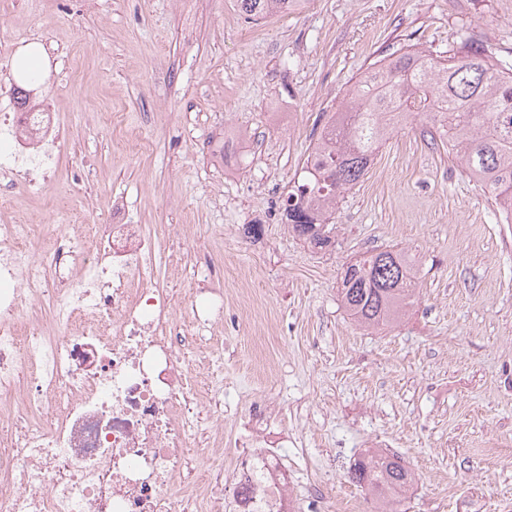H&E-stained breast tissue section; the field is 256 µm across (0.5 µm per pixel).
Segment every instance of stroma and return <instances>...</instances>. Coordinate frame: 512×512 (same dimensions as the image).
<instances>
[{
	"mask_svg": "<svg viewBox=\"0 0 512 512\" xmlns=\"http://www.w3.org/2000/svg\"><path fill=\"white\" fill-rule=\"evenodd\" d=\"M463 32L512 64V0H307L258 21L239 0H0V41L44 48L29 98L61 123L54 181L31 173L0 224H108L123 203L182 319L196 260L224 270V321L186 354L224 374L222 423L186 446L200 471L234 467L220 449L271 397L295 512L314 494L375 512L348 477L370 448L414 476L398 512H512V225L493 200L417 119L345 193L331 248L280 210L352 80L407 45L447 55ZM389 248L418 259L414 304L368 330L342 305L343 268Z\"/></svg>",
	"mask_w": 512,
	"mask_h": 512,
	"instance_id": "35a3bbf8",
	"label": "stroma"
}]
</instances>
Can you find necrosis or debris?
<instances>
[{
  "mask_svg": "<svg viewBox=\"0 0 512 512\" xmlns=\"http://www.w3.org/2000/svg\"><path fill=\"white\" fill-rule=\"evenodd\" d=\"M56 113L37 106L0 115V172L14 187L22 164L53 171ZM37 252L26 224H0V512H223V495L187 501L182 449L224 389L195 380L186 351L223 313L208 284L221 269L200 261L191 320L175 319L153 287L155 246L121 206L112 221L76 232L57 224ZM255 403L229 478L236 512H291L292 503Z\"/></svg>",
  "mask_w": 512,
  "mask_h": 512,
  "instance_id": "obj_1",
  "label": "necrosis or debris"
}]
</instances>
